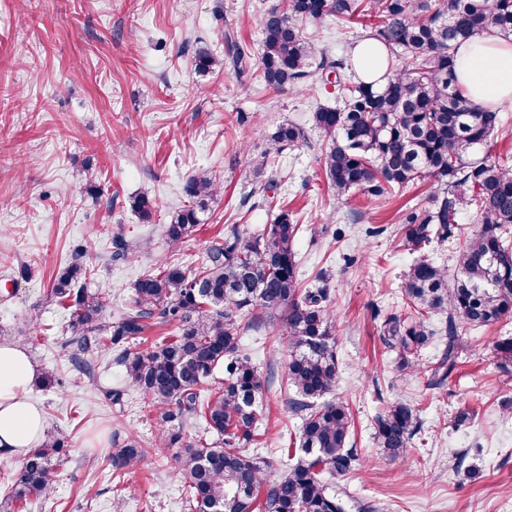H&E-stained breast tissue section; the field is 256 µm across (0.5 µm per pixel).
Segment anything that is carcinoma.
<instances>
[{"label":"carcinoma","mask_w":512,"mask_h":512,"mask_svg":"<svg viewBox=\"0 0 512 512\" xmlns=\"http://www.w3.org/2000/svg\"><path fill=\"white\" fill-rule=\"evenodd\" d=\"M371 19L368 37L386 52L387 82L375 88L355 77L343 57L315 60L304 25L329 20L346 25ZM263 34L259 67L264 83L299 92L335 76L341 107L320 106L314 126L331 140L322 157L325 179L336 200L355 191L383 197L418 181L432 180V204L405 211L398 229L402 247L415 255L404 274L408 311L383 322V342L397 354L402 376L419 371L416 357L434 332L433 314L448 315V345L430 368L431 384H442L457 365L459 330L492 325L512 317V169L476 151L501 129L499 110L483 106L456 83L458 50L476 37L512 36V0H275L260 17ZM226 56L204 42L192 64L200 74L224 66L238 76L251 69L252 52L235 31L224 32ZM308 143L305 129L279 125L268 153L279 155ZM221 191L215 176L196 172L184 186L187 204L171 215L162 233L180 246L201 223ZM475 206L479 227L467 234L458 222L460 205ZM141 220L152 223L154 201L142 195L132 203ZM301 232L288 211L260 231L233 229L212 242L201 266L180 264L148 272L134 284L127 310L112 323L104 320L111 291L89 292L94 267L75 261L56 278L51 294L70 312L74 336L71 356L84 374L95 373L94 357L115 353L131 385L152 397L167 424L158 448H177L178 470L188 483V512H344L322 475L342 477L354 467L348 406L329 397L336 385V320L329 308L330 288H305L299 279L294 244ZM460 240L458 272L429 258L431 245ZM111 259L126 261L146 249L117 235ZM284 314L288 326L286 379L292 393L288 410L301 420L295 443L280 458L298 453L288 473L263 484L277 459L248 457L242 448L262 436L259 411L271 378L260 373L240 348V336L267 319ZM175 328L151 348L131 350L147 321ZM203 426V437L183 441L186 419ZM420 431L418 410L395 402L375 418V438L391 460L403 458ZM68 439L50 434L23 455L18 473L0 499V512H17L53 493V462ZM146 450L129 438L110 458L116 476L144 461ZM262 502H257L259 489Z\"/></svg>","instance_id":"obj_1"}]
</instances>
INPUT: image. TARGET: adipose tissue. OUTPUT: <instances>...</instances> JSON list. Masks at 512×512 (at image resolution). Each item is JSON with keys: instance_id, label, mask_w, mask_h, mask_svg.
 <instances>
[{"instance_id": "1", "label": "adipose tissue", "mask_w": 512, "mask_h": 512, "mask_svg": "<svg viewBox=\"0 0 512 512\" xmlns=\"http://www.w3.org/2000/svg\"><path fill=\"white\" fill-rule=\"evenodd\" d=\"M351 63L364 82L384 86L385 53L375 41L359 42ZM456 76L478 103L494 107L512 103V41L471 40L458 53ZM36 375L37 366L24 350L0 346V455L30 450L45 436L43 414L30 396Z\"/></svg>"}]
</instances>
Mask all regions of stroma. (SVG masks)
I'll list each match as a JSON object with an SVG mask.
<instances>
[{
  "instance_id": "35a3bbf8",
  "label": "stroma",
  "mask_w": 512,
  "mask_h": 512,
  "mask_svg": "<svg viewBox=\"0 0 512 512\" xmlns=\"http://www.w3.org/2000/svg\"><path fill=\"white\" fill-rule=\"evenodd\" d=\"M272 0H0V342L32 336L28 355L53 387L34 386L50 433L69 446L54 468V492L27 512H186L185 481L176 451L152 449L166 425L150 397L128 387L123 405L107 388L126 385L113 355L102 356L94 377L72 365L68 316L50 288L83 245L93 254L90 290L108 288L106 321L118 319L145 272L171 262L194 265L213 238L230 227L249 233L288 208L303 224L295 243L305 286L325 273L336 317L338 373L333 391L354 416L357 461L346 476L328 478L346 512L374 505L380 512H512V364L495 341L512 338V319L460 333L458 364L442 387L428 385L446 339L443 315L422 350V373L404 378L395 352L381 339L384 320L400 313V287L414 257L396 243L404 205L429 202L431 183L376 199L361 192L337 202L320 169L327 145L312 113L336 102V89L277 92L259 70L201 75L192 65L196 42L223 53L225 27L252 50L261 47L258 18ZM316 53L351 58L367 27L329 21L308 27ZM283 123L304 127L308 143L267 156L269 137ZM278 180L274 201L259 193L253 167ZM92 169L97 193L79 188ZM216 174L223 189L202 222L178 248L162 236L168 215L185 202L188 176ZM157 205L152 223L132 209L139 195ZM328 225L314 236L310 225ZM341 238H334V229ZM144 253L112 262L113 234ZM287 329L277 318L245 332L242 348L261 371H273L263 400L266 443L246 448L269 456L287 447L299 424L285 402ZM419 411L422 430L403 462H389L373 438L374 419L391 403ZM151 451L135 473L118 479L109 458L128 436Z\"/></svg>"
}]
</instances>
